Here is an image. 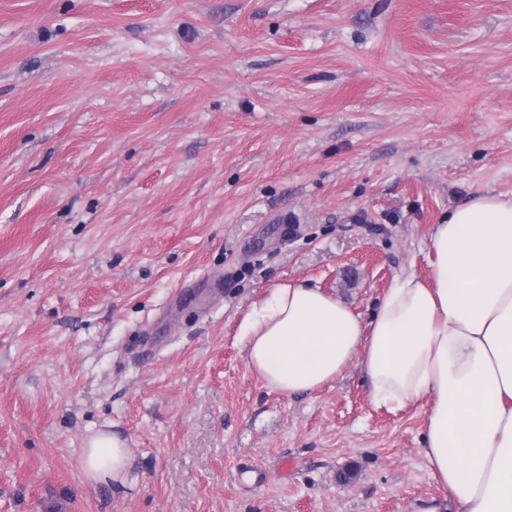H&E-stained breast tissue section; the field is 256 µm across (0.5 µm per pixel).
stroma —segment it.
<instances>
[{"mask_svg": "<svg viewBox=\"0 0 512 512\" xmlns=\"http://www.w3.org/2000/svg\"><path fill=\"white\" fill-rule=\"evenodd\" d=\"M512 196V0H0V512H413L428 406L284 395L238 332L363 319ZM119 434L136 485L83 472Z\"/></svg>", "mask_w": 512, "mask_h": 512, "instance_id": "stroma-1", "label": "stroma"}]
</instances>
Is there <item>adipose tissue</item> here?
Returning <instances> with one entry per match:
<instances>
[{
  "instance_id": "obj_1",
  "label": "adipose tissue",
  "mask_w": 512,
  "mask_h": 512,
  "mask_svg": "<svg viewBox=\"0 0 512 512\" xmlns=\"http://www.w3.org/2000/svg\"><path fill=\"white\" fill-rule=\"evenodd\" d=\"M428 263V278H398L367 323L320 289L272 288L240 326L248 363L288 395L355 361L376 406L428 401L422 454L459 512H512V197L451 210ZM83 466L97 482L136 481L126 441L106 431L89 438Z\"/></svg>"
}]
</instances>
